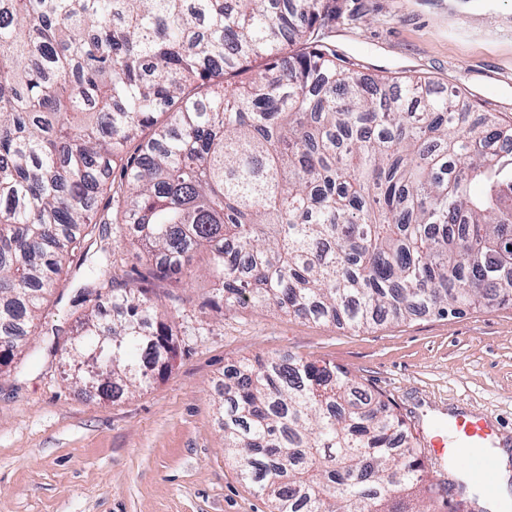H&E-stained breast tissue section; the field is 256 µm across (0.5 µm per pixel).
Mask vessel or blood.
I'll list each match as a JSON object with an SVG mask.
<instances>
[{"label": "vessel or blood", "instance_id": "vessel-or-blood-1", "mask_svg": "<svg viewBox=\"0 0 512 512\" xmlns=\"http://www.w3.org/2000/svg\"><path fill=\"white\" fill-rule=\"evenodd\" d=\"M425 440L436 455L461 464L467 481L486 498L496 496L498 479L493 449L500 445L501 438L494 423L467 412H455L436 419Z\"/></svg>", "mask_w": 512, "mask_h": 512}]
</instances>
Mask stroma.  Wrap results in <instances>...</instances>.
I'll return each mask as SVG.
<instances>
[{
  "label": "stroma",
  "instance_id": "35a3bbf8",
  "mask_svg": "<svg viewBox=\"0 0 512 512\" xmlns=\"http://www.w3.org/2000/svg\"><path fill=\"white\" fill-rule=\"evenodd\" d=\"M368 75L414 74L512 120V0H347L331 36ZM99 252L75 256L62 301L44 304L28 354L0 377V512H270L224 454V372L240 360L294 355L333 365L389 401L410 436L430 415L472 412L512 438V308L417 316L353 330L276 309L213 308L207 277L154 282L176 312L177 357L149 385L109 401L71 384L50 353L87 304L74 298ZM440 491L432 512H475L456 464L423 448Z\"/></svg>",
  "mask_w": 512,
  "mask_h": 512
}]
</instances>
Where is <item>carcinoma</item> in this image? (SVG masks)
<instances>
[{"instance_id":"obj_1","label":"carcinoma","mask_w":512,"mask_h":512,"mask_svg":"<svg viewBox=\"0 0 512 512\" xmlns=\"http://www.w3.org/2000/svg\"><path fill=\"white\" fill-rule=\"evenodd\" d=\"M344 13L0 0V374L100 224L134 227L157 279L205 252L226 306L352 329L512 307V124L426 77L363 75L330 40ZM101 275L118 319L78 317L72 349L102 350L75 382L110 400L176 347L142 280ZM222 428L273 512H429L437 493L390 403L326 363L231 366Z\"/></svg>"}]
</instances>
